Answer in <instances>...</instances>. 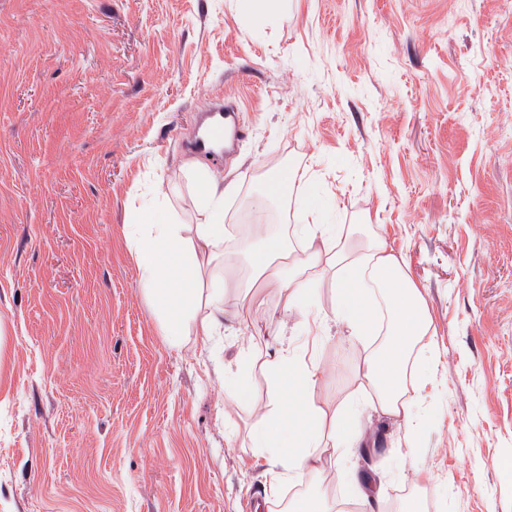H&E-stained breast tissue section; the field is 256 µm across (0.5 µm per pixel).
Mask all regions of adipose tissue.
I'll return each mask as SVG.
<instances>
[{
    "mask_svg": "<svg viewBox=\"0 0 512 512\" xmlns=\"http://www.w3.org/2000/svg\"><path fill=\"white\" fill-rule=\"evenodd\" d=\"M201 218L195 224L160 219L154 208L134 207L133 223L123 235L135 259L139 284L158 316L169 346L181 347L187 337L208 342L224 325V291L216 259L224 244V193L215 179L200 183ZM303 223L293 234L306 245L304 254L279 236L267 235L251 256L255 275L277 283L288 293L285 306L303 336L319 342L317 317L308 311L303 277L306 268L325 266L336 273L338 319L354 336L377 332L371 288H378L386 308V336L365 363L366 377L379 394V409L409 419L402 398L408 355L429 332L422 295L408 282L398 257L378 241L352 240L344 225L330 224L316 198H309ZM263 370L273 383L274 397L263 409V421L249 434L258 456L279 465L289 478L307 482L325 472L326 445L347 451L364 443L355 410L337 413L336 432L326 437L313 395L323 384L318 366L289 350L266 355Z\"/></svg>",
    "mask_w": 512,
    "mask_h": 512,
    "instance_id": "ef3b65f1",
    "label": "adipose tissue"
}]
</instances>
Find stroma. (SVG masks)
<instances>
[{
	"instance_id": "stroma-1",
	"label": "stroma",
	"mask_w": 512,
	"mask_h": 512,
	"mask_svg": "<svg viewBox=\"0 0 512 512\" xmlns=\"http://www.w3.org/2000/svg\"><path fill=\"white\" fill-rule=\"evenodd\" d=\"M237 104L220 165L188 144ZM290 172L263 211V180ZM211 174L227 232L224 327L168 346L122 235L133 205L198 219ZM317 194L328 221L383 240L431 320L410 353L409 422L382 416L375 337L335 324L313 361L325 429L358 406L373 435L323 485L282 478L249 446L261 414L224 380L272 391L247 344L303 346L287 293L247 289L243 221L288 236ZM0 512H242L322 494L329 507L512 512V0H285L261 26L236 0H0ZM368 477L379 494L350 496ZM224 388L227 397L240 409H249L253 406V398L249 384L240 377L225 379Z\"/></svg>"
}]
</instances>
